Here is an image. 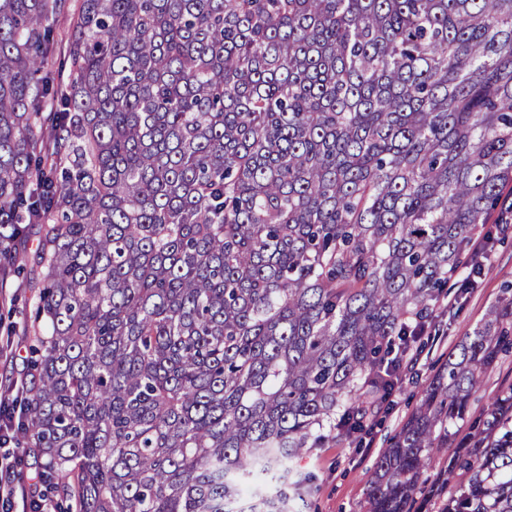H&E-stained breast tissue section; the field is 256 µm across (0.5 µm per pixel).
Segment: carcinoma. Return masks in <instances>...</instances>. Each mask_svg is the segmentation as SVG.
Returning a JSON list of instances; mask_svg holds the SVG:
<instances>
[{
	"label": "carcinoma",
	"mask_w": 512,
	"mask_h": 512,
	"mask_svg": "<svg viewBox=\"0 0 512 512\" xmlns=\"http://www.w3.org/2000/svg\"><path fill=\"white\" fill-rule=\"evenodd\" d=\"M64 21L66 73L48 70ZM512 182V0H0V259L42 225L18 431L67 512H293ZM512 297L382 450L371 512H512ZM278 481L246 498L244 480ZM512 384V353L500 354L496 365L487 372L480 387L474 392L469 401L468 416L478 417L493 402L500 390ZM456 451V448H444V450L435 455L427 470L424 473L423 479H425V488L428 489L435 485L439 488V492L436 495L425 494L424 496L417 495V503L413 508L414 511L421 512H441L443 503L448 499L450 495L456 493L458 486L454 483L448 484L444 480V470L448 465V459Z\"/></svg>",
	"instance_id": "cac0c4a2"
}]
</instances>
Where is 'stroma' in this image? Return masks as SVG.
<instances>
[{"instance_id":"obj_1","label":"stroma","mask_w":512,"mask_h":512,"mask_svg":"<svg viewBox=\"0 0 512 512\" xmlns=\"http://www.w3.org/2000/svg\"><path fill=\"white\" fill-rule=\"evenodd\" d=\"M36 276L37 271L32 268L26 276H12L0 282V379L8 376L20 380L28 375L33 340L26 328L37 301V291L30 286ZM511 280L512 233L494 237L483 274L476 288L455 305L454 320L437 330L426 329L419 336L413 346L418 361L403 365L386 409L376 416L372 426L353 443H328L307 449L300 457L298 469L316 477L314 493L305 501L302 512H368L376 458L410 416L423 388L440 365L434 346H442L448 352L455 349L490 306L503 296V283ZM511 384L512 353L505 352L471 396L469 417L481 415L500 390ZM452 454V449L447 448L432 458L424 473L425 484L437 486L439 492L418 497L417 512H442L444 502L456 493V485L444 478Z\"/></svg>"}]
</instances>
